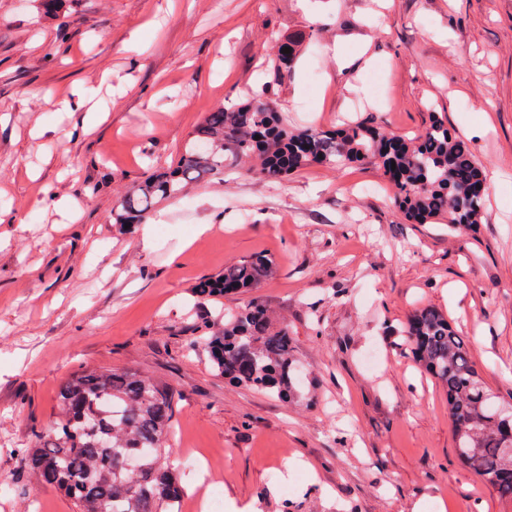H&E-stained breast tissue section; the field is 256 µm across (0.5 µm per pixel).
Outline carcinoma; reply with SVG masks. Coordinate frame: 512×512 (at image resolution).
Instances as JSON below:
<instances>
[{
  "mask_svg": "<svg viewBox=\"0 0 512 512\" xmlns=\"http://www.w3.org/2000/svg\"><path fill=\"white\" fill-rule=\"evenodd\" d=\"M275 43L274 70L280 73L294 65L303 39ZM285 47L291 52L281 53ZM243 159L254 162L259 175L274 179L312 164L374 163L408 222L446 224L450 231L476 230L489 192L470 143L439 112L412 137L363 123L292 130L269 102L251 95L208 113L175 165L154 171L113 204V226L123 231L127 223H142L156 204L183 197L193 184L224 179V168ZM274 266L271 256L259 253L201 279L193 298L212 312L200 318L193 306L186 316L213 373L290 400L301 379L288 327L274 326L260 303L224 314V296L252 290ZM402 336L420 369L445 391L457 460L512 503V476H504L512 455L503 449L495 419V407L505 402L480 377L468 338L435 307L411 315ZM174 400L173 389L135 371L76 372L58 389L54 426L23 450L24 467L39 485L74 499L78 512H178L186 491L166 455Z\"/></svg>",
  "mask_w": 512,
  "mask_h": 512,
  "instance_id": "cac0c4a2",
  "label": "carcinoma"
}]
</instances>
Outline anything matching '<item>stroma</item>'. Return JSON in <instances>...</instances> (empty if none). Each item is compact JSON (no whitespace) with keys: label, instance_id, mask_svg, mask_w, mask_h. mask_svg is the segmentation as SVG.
<instances>
[{"label":"stroma","instance_id":"1","mask_svg":"<svg viewBox=\"0 0 512 512\" xmlns=\"http://www.w3.org/2000/svg\"><path fill=\"white\" fill-rule=\"evenodd\" d=\"M294 34L304 52L273 72L276 38ZM247 93L297 128L414 135L436 110L469 137L490 113L469 138L491 185L481 224L406 223L371 164L281 182L243 165L157 205L151 237L113 228L116 196ZM93 110L107 118L88 132ZM0 210L15 218L0 223V483L19 484L0 512H76L36 488L21 452L55 422L61 382L98 366L174 390L184 512H197L196 459L224 512H512L456 459L446 396L398 333L415 309H441L512 399V0H65L51 18L39 0H0ZM257 252L274 273L224 309L259 302L287 325L301 370L288 403L187 348L193 284Z\"/></svg>","mask_w":512,"mask_h":512}]
</instances>
